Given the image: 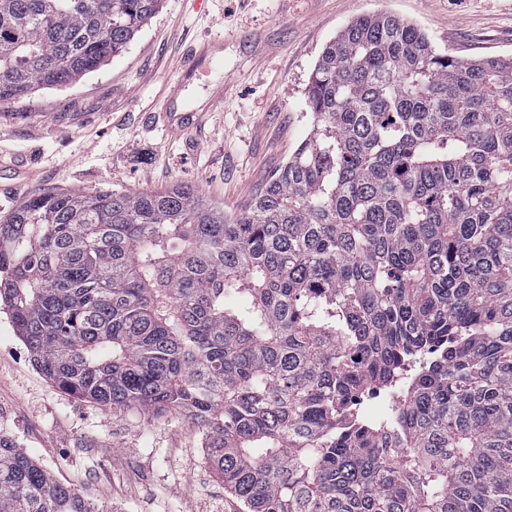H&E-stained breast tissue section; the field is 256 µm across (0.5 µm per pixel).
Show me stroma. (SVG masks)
Masks as SVG:
<instances>
[{"label": "stroma", "mask_w": 512, "mask_h": 512, "mask_svg": "<svg viewBox=\"0 0 512 512\" xmlns=\"http://www.w3.org/2000/svg\"><path fill=\"white\" fill-rule=\"evenodd\" d=\"M415 22L466 59L512 56V0H163L126 49L65 87L0 101V223L36 193L130 192L193 185L233 214L310 134V75L325 45L356 17ZM221 53L184 81L178 112L207 111L202 129L153 119L187 46ZM224 98L212 102L216 90ZM0 436L103 512H242L207 462L191 420L78 400L32 364L0 305Z\"/></svg>", "instance_id": "stroma-1"}]
</instances>
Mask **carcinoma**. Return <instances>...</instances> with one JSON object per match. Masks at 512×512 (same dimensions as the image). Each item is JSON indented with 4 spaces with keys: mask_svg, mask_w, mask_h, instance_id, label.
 I'll return each mask as SVG.
<instances>
[{
    "mask_svg": "<svg viewBox=\"0 0 512 512\" xmlns=\"http://www.w3.org/2000/svg\"><path fill=\"white\" fill-rule=\"evenodd\" d=\"M162 0H0V101L107 64ZM312 129L234 215L185 184L28 198L0 301L35 368L194 420L244 512H512V57L353 19ZM418 366L401 433L368 395ZM0 512H102L0 437Z\"/></svg>",
    "mask_w": 512,
    "mask_h": 512,
    "instance_id": "1",
    "label": "carcinoma"
}]
</instances>
